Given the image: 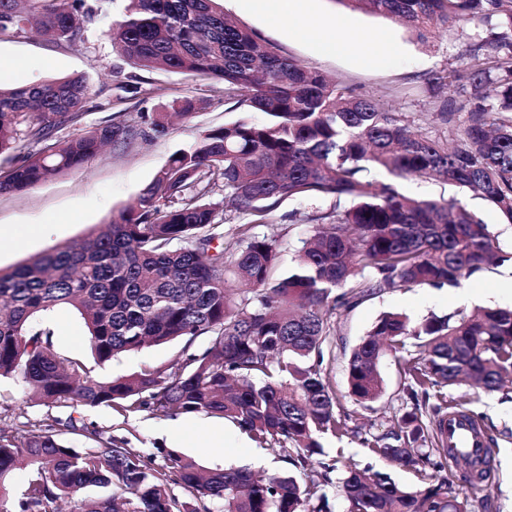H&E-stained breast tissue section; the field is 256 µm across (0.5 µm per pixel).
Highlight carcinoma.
Here are the masks:
<instances>
[{
  "instance_id": "1",
  "label": "carcinoma",
  "mask_w": 512,
  "mask_h": 512,
  "mask_svg": "<svg viewBox=\"0 0 512 512\" xmlns=\"http://www.w3.org/2000/svg\"><path fill=\"white\" fill-rule=\"evenodd\" d=\"M112 0H0V34L41 33L78 47L85 23ZM398 20L425 39L479 18L512 28V0H338ZM132 67L189 74L224 86V97L264 113L205 131L179 150L139 195L77 244L53 248L0 269V377L17 376L44 404L149 409L157 417L205 412L238 424L261 446L277 444L289 464L321 467L304 486L293 475L256 478L243 468L202 471L166 452L151 466L143 454L97 433L77 449L53 431L15 437L0 430V512H325L315 488L337 463L314 462L320 439L340 438L347 423L323 363L333 316L390 288L458 287L490 265L512 260L494 234L458 202L415 200L393 183L368 180L384 169L405 179L439 178L466 188L512 224V38L474 45L446 75L463 101L440 112L452 145L412 127L402 115L336 86L319 70L283 55L236 26L221 0H124L108 31ZM85 74L0 87V193L22 191L82 167L103 147L145 134L107 121L73 137L59 129L84 112ZM28 151L19 156L20 144ZM221 198H215L216 194ZM333 199L328 210L288 214L316 226L296 265L276 277L278 240L255 227L283 201ZM229 209L239 223L218 216ZM250 286L236 301L229 278ZM69 307L83 320L90 351L104 365L147 345L204 336L207 347L167 370L145 369L102 382L82 361L55 351L45 316ZM415 348L402 374L413 409L384 438L363 440L373 453L418 471L416 490L371 466L347 465L340 491L347 512H473L489 478L495 440L477 458L448 447V388L472 380L488 392L512 376V310L482 308L420 322L399 312L380 317L352 351L349 394L360 404L384 391L383 357ZM453 461L473 490L459 498L443 475ZM34 477L17 501L3 494L20 466ZM179 485L192 500L176 497ZM89 487L111 493L89 498Z\"/></svg>"
}]
</instances>
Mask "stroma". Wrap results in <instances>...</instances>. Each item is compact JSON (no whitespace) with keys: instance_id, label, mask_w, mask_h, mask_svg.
<instances>
[{"instance_id":"stroma-1","label":"stroma","mask_w":512,"mask_h":512,"mask_svg":"<svg viewBox=\"0 0 512 512\" xmlns=\"http://www.w3.org/2000/svg\"><path fill=\"white\" fill-rule=\"evenodd\" d=\"M223 7L225 15L241 29L274 44L282 54L302 65L317 68L340 86L403 113L423 133L440 140L448 137V126L439 115L442 106L460 105L461 99L454 87L435 89L429 79L456 67L474 44L491 35L489 25L474 20L436 31L423 42L390 18L346 9L337 0H310L311 13L320 18L328 21L344 16L354 29L393 43V50L366 64L354 54L325 52L319 30L301 36V17L292 16L272 25L261 11L243 0H224ZM122 10L123 0H112L109 12L95 15L85 25L84 47L77 50L35 34L0 37V59L10 63L9 68L0 70V84L17 87L89 74L93 84L87 109L76 123L63 128L66 137L109 120L141 124L143 117L170 111L186 96L199 99L201 108L191 121L174 122L165 136L134 140L124 148L90 160L78 170L20 192L0 195L1 269L27 262L54 246L85 238L130 205L170 156L191 148L204 130L241 119L254 123L266 120L264 113L235 106L225 98L222 87L210 81L165 71H135L113 51L106 36ZM371 176L382 183L395 182L401 193L416 199L450 200L460 196L455 187L434 179L396 181L381 170L372 171ZM310 208L307 201L284 202L268 216L266 224L257 228L259 234L282 242L278 275L292 271L300 240L314 231L312 225L290 222L287 215ZM35 224L42 231L34 237L30 228ZM511 277L512 264L506 262L474 274L455 288L387 289L338 315L331 337L333 356L326 372L339 399L337 411L346 416L351 433L340 440L323 439L326 457L340 454L344 459L387 472L402 484L419 486L420 478L414 470L390 463L360 443L361 438L390 433L402 414L403 375L398 355L390 353L383 358L385 392L378 402L365 407L348 394L346 368L350 354L380 316L389 311L405 313L418 321L433 314L445 316L478 306L512 308V289L506 285ZM45 325L52 331L55 349L61 356L80 359L92 376L103 381L146 368H169L184 358L189 346L180 339L126 353L100 365L90 352L82 319L71 309H55ZM451 395L465 398L469 412L481 419L496 441L488 501L481 512H507L512 506V401L503 399L501 394H487L467 386L452 390ZM69 417L76 419L75 428L65 427ZM34 425L52 426L54 432L80 448L90 446L87 434L91 431L125 441L156 467L163 465L161 452L166 449L194 460L205 470L245 466L272 474L288 468L279 447H259L238 425L218 416L194 413L158 418L146 410L125 414L104 405L73 410L59 404L38 403L28 396L19 379L0 378V429L18 436Z\"/></svg>"}]
</instances>
